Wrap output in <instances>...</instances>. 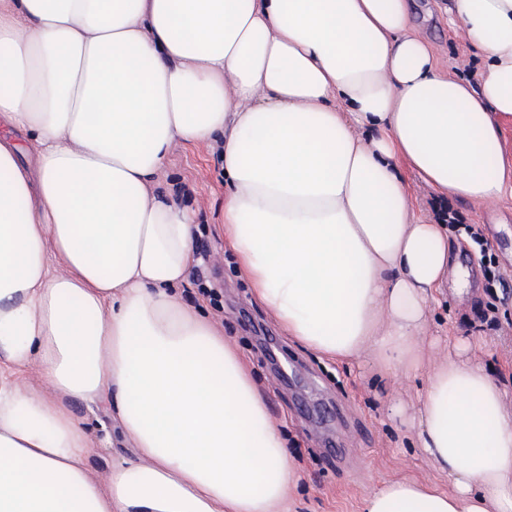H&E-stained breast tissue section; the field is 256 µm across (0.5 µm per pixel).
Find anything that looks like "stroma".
I'll return each instance as SVG.
<instances>
[{"mask_svg": "<svg viewBox=\"0 0 512 512\" xmlns=\"http://www.w3.org/2000/svg\"><path fill=\"white\" fill-rule=\"evenodd\" d=\"M448 0H416L422 18L418 33L431 46L440 66L459 79H474L483 58L464 31L452 26L442 8ZM217 143L175 147L158 178L161 195L176 194L198 226L196 263L188 284L177 287L176 299L199 309L244 355L257 387L267 398L271 418L285 423L288 450L303 472L294 493L298 512H356L362 496L381 480L412 477L447 486L436 473L415 433L386 410L390 399L404 404L419 397L416 378L382 377L370 359L339 363L298 344L255 300L234 254L224 245V176ZM466 224L478 225L487 242L485 255L512 278V198L489 205L452 201ZM459 247L452 254L447 301L428 315L427 339L420 371L434 372L453 352L456 338L477 336L482 346L473 357L486 365L512 408V287H487L478 248L466 241L462 228L451 230ZM220 289L219 302L203 297L201 288ZM77 420L101 446L90 460L99 480H106L113 460L127 455L129 445L104 402L88 406L74 401Z\"/></svg>", "mask_w": 512, "mask_h": 512, "instance_id": "obj_1", "label": "stroma"}]
</instances>
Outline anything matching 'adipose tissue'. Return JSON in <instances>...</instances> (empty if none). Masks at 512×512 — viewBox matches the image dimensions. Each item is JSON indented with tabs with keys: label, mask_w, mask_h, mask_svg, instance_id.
<instances>
[{
	"label": "adipose tissue",
	"mask_w": 512,
	"mask_h": 512,
	"mask_svg": "<svg viewBox=\"0 0 512 512\" xmlns=\"http://www.w3.org/2000/svg\"><path fill=\"white\" fill-rule=\"evenodd\" d=\"M484 65L451 77L410 0H0V512H296L300 469L240 352L173 291L195 225L156 194L179 143L220 144L224 241L288 336L421 374L448 227L436 192L512 193V0H451ZM460 340L406 418L447 487L381 481L360 512H512V409ZM36 369L45 390L22 391ZM111 402L106 482L70 409ZM4 134L10 135L21 146L18 154V162L26 166L32 173L36 172L38 145L34 139L22 129L5 128L0 126V136Z\"/></svg>",
	"instance_id": "1"
}]
</instances>
